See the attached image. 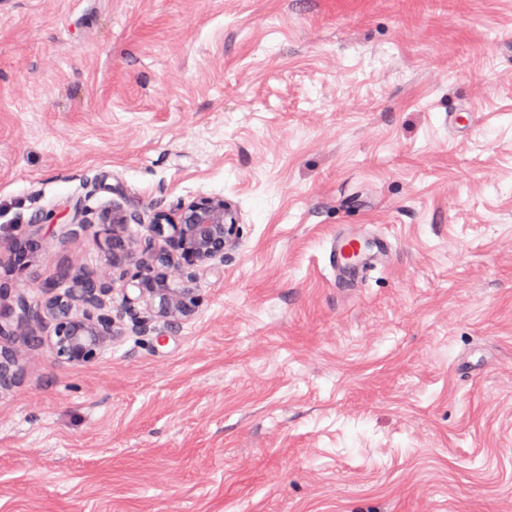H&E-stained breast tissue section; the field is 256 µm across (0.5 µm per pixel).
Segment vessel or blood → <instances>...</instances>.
I'll return each instance as SVG.
<instances>
[{
    "label": "vessel or blood",
    "instance_id": "vessel-or-blood-1",
    "mask_svg": "<svg viewBox=\"0 0 512 512\" xmlns=\"http://www.w3.org/2000/svg\"><path fill=\"white\" fill-rule=\"evenodd\" d=\"M393 245L385 235L369 239L353 234L337 236L330 255L337 279L362 282L391 252Z\"/></svg>",
    "mask_w": 512,
    "mask_h": 512
}]
</instances>
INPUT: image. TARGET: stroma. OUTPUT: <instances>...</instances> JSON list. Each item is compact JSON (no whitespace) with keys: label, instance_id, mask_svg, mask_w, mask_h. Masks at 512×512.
Returning <instances> with one entry per match:
<instances>
[{"label":"stroma","instance_id":"1","mask_svg":"<svg viewBox=\"0 0 512 512\" xmlns=\"http://www.w3.org/2000/svg\"><path fill=\"white\" fill-rule=\"evenodd\" d=\"M200 195L237 235L179 329L13 342L0 512H512V0H0L13 282ZM342 232L393 244L356 288ZM37 245L38 241L33 238L19 237L6 242L1 240L0 251L7 250L10 253L14 272L22 271L29 266Z\"/></svg>","mask_w":512,"mask_h":512}]
</instances>
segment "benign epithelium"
Segmentation results:
<instances>
[{
    "mask_svg": "<svg viewBox=\"0 0 512 512\" xmlns=\"http://www.w3.org/2000/svg\"><path fill=\"white\" fill-rule=\"evenodd\" d=\"M132 222L140 220L120 208L99 216L108 264L120 270L118 288L94 277L71 279L65 271L55 281L38 286L43 297L37 298L20 290L11 295L7 282L0 281V386L20 374L19 357L10 348L20 330L29 346L48 347L60 363L97 362L115 335L112 309L105 300L114 292L123 309L143 304L171 330L198 311L202 299L184 272L224 260V247L237 228L235 212L222 197L199 196L172 212L156 213L144 238L128 233ZM37 245L33 238L19 237L1 241L0 251H8L15 270L22 271ZM69 279L72 285L57 291ZM77 306L82 308L80 316L74 314ZM46 323L51 333L43 336L40 329Z\"/></svg>",
    "mask_w": 512,
    "mask_h": 512,
    "instance_id": "benign-epithelium-1",
    "label": "benign epithelium"
}]
</instances>
